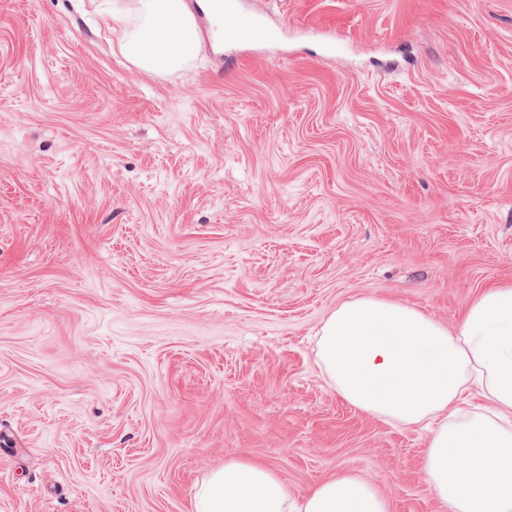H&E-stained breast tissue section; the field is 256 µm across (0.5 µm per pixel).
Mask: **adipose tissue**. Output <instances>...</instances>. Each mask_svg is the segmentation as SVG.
I'll return each instance as SVG.
<instances>
[{
	"label": "adipose tissue",
	"instance_id": "adipose-tissue-1",
	"mask_svg": "<svg viewBox=\"0 0 512 512\" xmlns=\"http://www.w3.org/2000/svg\"><path fill=\"white\" fill-rule=\"evenodd\" d=\"M122 56L137 69L180 72L199 35L185 0H131ZM317 363L350 405L397 426L428 424L422 472L448 512H512V284L487 287L448 327L404 304L374 297L337 305L317 340ZM488 405L459 404L468 384ZM194 512H390L388 501L351 473L294 498L264 465L231 460L198 490Z\"/></svg>",
	"mask_w": 512,
	"mask_h": 512
}]
</instances>
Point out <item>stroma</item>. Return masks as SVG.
Masks as SVG:
<instances>
[{
	"label": "stroma",
	"mask_w": 512,
	"mask_h": 512,
	"mask_svg": "<svg viewBox=\"0 0 512 512\" xmlns=\"http://www.w3.org/2000/svg\"><path fill=\"white\" fill-rule=\"evenodd\" d=\"M172 75L104 0H0V512H194L232 459L444 512L426 433L345 402L355 297L455 326L512 283V0H236ZM234 12V8L230 9V6L228 4H224V1L216 4L215 7H211V13L214 15V18L217 20V22L221 25L226 36L231 38V35L242 28L244 24V28L237 33L241 41L262 43L274 41L276 39V33L267 27L247 21L245 19L234 20L231 14ZM229 19L231 20L229 21Z\"/></svg>",
	"instance_id": "1"
}]
</instances>
